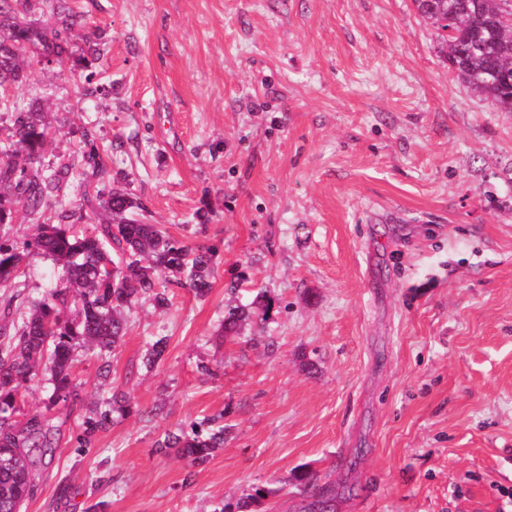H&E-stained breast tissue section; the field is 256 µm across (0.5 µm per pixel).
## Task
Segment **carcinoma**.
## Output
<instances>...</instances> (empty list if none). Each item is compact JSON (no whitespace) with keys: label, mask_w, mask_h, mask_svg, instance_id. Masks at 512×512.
I'll list each match as a JSON object with an SVG mask.
<instances>
[{"label":"carcinoma","mask_w":512,"mask_h":512,"mask_svg":"<svg viewBox=\"0 0 512 512\" xmlns=\"http://www.w3.org/2000/svg\"><path fill=\"white\" fill-rule=\"evenodd\" d=\"M423 19L441 14L448 20L436 25L438 38L463 87L512 112V27L501 18L512 15V0H414ZM49 15L52 27L39 28L32 17ZM84 25L83 16L69 0H0V88L21 81V63L27 53L58 62L73 55L72 31ZM14 114L11 143L0 148V226L10 224L16 212L35 221L33 238L17 245L0 237V288L15 287L33 251L61 267L56 285L39 301L19 293L0 300L4 324L0 325V512H21L36 491L34 470L57 444V431L45 415L21 422L20 389L27 380L43 374L51 385L48 406L73 404L77 399L72 369L78 349L97 351L98 377L110 375L107 354L125 336L124 310L141 299L159 305L168 302L167 285L189 288L205 296L211 288L215 252L190 247L147 222L145 207L121 186L99 190L84 198L85 205L60 208L46 214L49 202L64 194L73 175L69 163L42 162L50 128L34 106L0 100V111ZM95 133L83 132L89 146L84 163L102 173V158L95 148ZM91 223L92 230H77ZM273 299L256 291L250 303L224 309V334L239 335L242 321L256 312L267 316ZM166 350L159 339L150 345L143 363L152 368ZM102 401L82 422L77 437L81 446L112 422V403ZM224 414L205 417L190 429L168 431L155 442V452H177L191 464L205 462L224 447ZM303 492L314 497L319 512H329L326 492L317 475L299 476ZM270 489L254 488L234 508L219 503L213 512H249Z\"/></svg>","instance_id":"cac0c4a2"}]
</instances>
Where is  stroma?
Listing matches in <instances>:
<instances>
[{
	"mask_svg": "<svg viewBox=\"0 0 512 512\" xmlns=\"http://www.w3.org/2000/svg\"><path fill=\"white\" fill-rule=\"evenodd\" d=\"M78 3L101 57H27L11 97L41 99L47 160L95 131L108 178L216 265L207 295L126 310L108 380L78 350L76 406L26 383L60 443L23 512H213L253 487L256 512H315L305 470L332 512H512V112L463 88L412 0ZM91 71L109 95L83 96ZM59 274L30 254L17 289ZM258 288L278 307L223 336ZM219 412L206 463L154 453ZM118 395L112 394L111 398L103 400L82 422V433L77 437L79 446L87 445L91 436L112 422V402H117ZM300 484H302L303 492L307 494V496L314 497L317 500L318 505L321 507L317 510L319 512H330L327 510L328 508V498L326 497V492L318 483V478L316 474H313L308 471H304L299 476Z\"/></svg>",
	"mask_w": 512,
	"mask_h": 512,
	"instance_id": "stroma-1",
	"label": "stroma"
}]
</instances>
